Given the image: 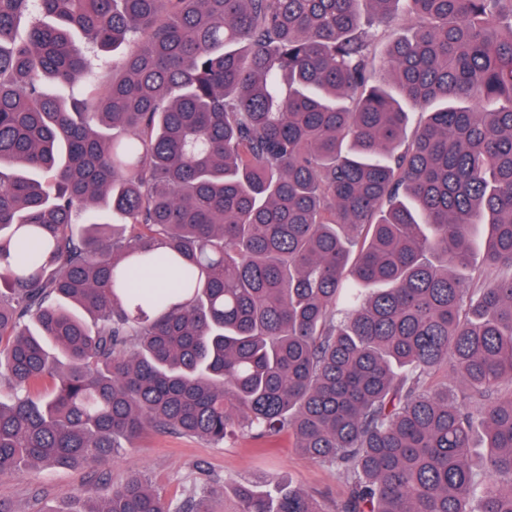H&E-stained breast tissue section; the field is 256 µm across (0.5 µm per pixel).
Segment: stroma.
Wrapping results in <instances>:
<instances>
[{"label":"stroma","instance_id":"1","mask_svg":"<svg viewBox=\"0 0 512 512\" xmlns=\"http://www.w3.org/2000/svg\"><path fill=\"white\" fill-rule=\"evenodd\" d=\"M259 448L258 442L242 435L213 444L192 436L149 431L121 451L107 471L116 485L131 475H145L158 494L176 504L191 492L212 489L215 512H235V487L246 481L291 484L330 510L345 499V481L335 470L300 453L288 435L279 436L272 453H260ZM91 487L85 469H24L0 478V501L13 512H30L33 494H40L43 507L49 508L57 505L62 493H83Z\"/></svg>","mask_w":512,"mask_h":512}]
</instances>
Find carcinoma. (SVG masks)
<instances>
[{
  "instance_id": "carcinoma-1",
  "label": "carcinoma",
  "mask_w": 512,
  "mask_h": 512,
  "mask_svg": "<svg viewBox=\"0 0 512 512\" xmlns=\"http://www.w3.org/2000/svg\"><path fill=\"white\" fill-rule=\"evenodd\" d=\"M4 382L0 477L99 480L38 512H209L109 484L148 430L512 512V0H0Z\"/></svg>"
}]
</instances>
